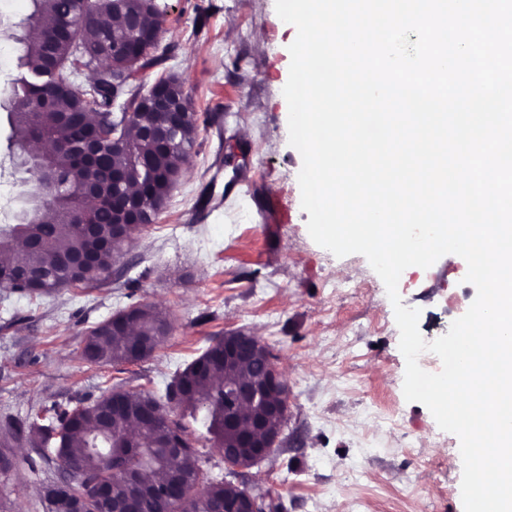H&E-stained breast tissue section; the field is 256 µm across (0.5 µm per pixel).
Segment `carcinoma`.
<instances>
[{
  "mask_svg": "<svg viewBox=\"0 0 512 512\" xmlns=\"http://www.w3.org/2000/svg\"><path fill=\"white\" fill-rule=\"evenodd\" d=\"M32 14L53 21L69 14L77 16L73 0H32ZM109 21L83 16L76 28L61 34L55 43L54 69H46L45 26L31 18L22 20L10 35L20 51L25 72L13 81L9 101L12 138L16 144L32 135L29 106H40L45 118L55 112L68 114L67 126L50 129L56 137L72 142L95 138L112 130V83L102 81L96 95L84 99L71 88V67L77 62L76 42L89 45L92 52L102 49V40L121 39L128 52L121 58L107 57L118 70L143 72L158 65V45L154 34L160 31L162 12L154 0H121L120 10H107ZM184 87L179 78L162 75L146 92L136 86L129 91L130 106L138 123L156 130L158 138L144 148L135 145L133 154L119 156L108 150L96 167L83 166L69 152L49 154L42 163L44 179L57 185V192L44 196L31 193L32 205L19 222L0 227V288L29 297L49 295L61 288H101L109 284L113 268L123 255V246L154 223L164 208L175 182L176 172L187 161L198 130V118L188 111L180 118L170 112L167 97L175 87ZM129 169L128 183L106 193L92 218V238L67 223L74 196L83 186L98 180L100 170ZM142 202L141 223L119 225L128 194ZM124 314L91 328L84 339L94 358L90 366L135 363L149 357L170 336L168 315L149 303L133 305L129 326L112 325ZM238 333L217 337L188 364L168 386L165 399L151 398L158 418H141L145 396L116 385L94 400L82 399L70 408H44L11 425L12 432L24 436L41 448L42 457L59 467L69 459L83 464L84 475L107 489V500L119 499L129 491V473L139 485L157 496H149L144 512H212L219 506L239 507L242 491L222 479L211 477L200 465L192 448L189 423H201L211 447L224 451L236 436L228 430L230 417L224 408V380H252L266 375L269 350L243 348L239 361L224 368V340ZM182 454L180 482L190 489L205 485V494L196 497L186 492L170 497L160 491L172 485L167 466L170 449Z\"/></svg>",
  "mask_w": 512,
  "mask_h": 512,
  "instance_id": "obj_1",
  "label": "carcinoma"
}]
</instances>
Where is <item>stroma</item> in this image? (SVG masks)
<instances>
[{
	"instance_id": "stroma-1",
	"label": "stroma",
	"mask_w": 512,
	"mask_h": 512,
	"mask_svg": "<svg viewBox=\"0 0 512 512\" xmlns=\"http://www.w3.org/2000/svg\"><path fill=\"white\" fill-rule=\"evenodd\" d=\"M167 16L166 60L140 79L180 77L199 116L185 172L154 224L124 250L101 288L26 297L0 288V512H47L40 496L57 463L11 437L10 420L75 405L122 385L158 397L212 338L260 336L290 390L272 454L241 480L282 512H463L460 441L403 395L405 359L385 286L360 254L317 245L301 207L300 153L289 143V45L297 30L275 0H156ZM31 0H0V225L26 207L35 179L15 171L6 104L18 68L9 34ZM467 263L448 254L407 268L403 306L421 334L447 333L476 297ZM152 303L169 340L133 364L88 366L87 331L118 310Z\"/></svg>"
}]
</instances>
